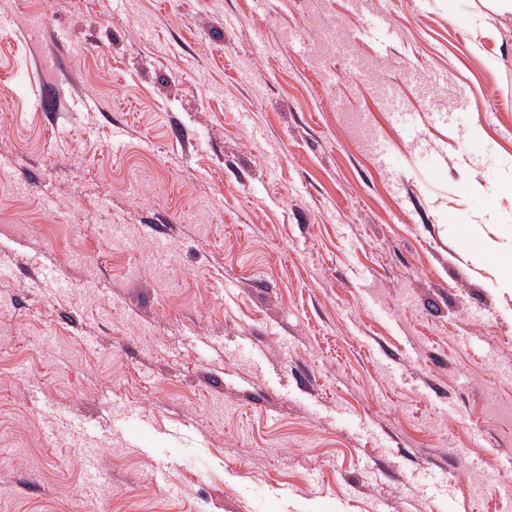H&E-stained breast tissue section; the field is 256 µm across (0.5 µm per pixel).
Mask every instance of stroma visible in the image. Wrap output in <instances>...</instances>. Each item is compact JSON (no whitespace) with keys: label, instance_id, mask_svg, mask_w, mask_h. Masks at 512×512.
I'll return each instance as SVG.
<instances>
[{"label":"stroma","instance_id":"obj_1","mask_svg":"<svg viewBox=\"0 0 512 512\" xmlns=\"http://www.w3.org/2000/svg\"><path fill=\"white\" fill-rule=\"evenodd\" d=\"M0 17V512H512V14Z\"/></svg>","mask_w":512,"mask_h":512}]
</instances>
